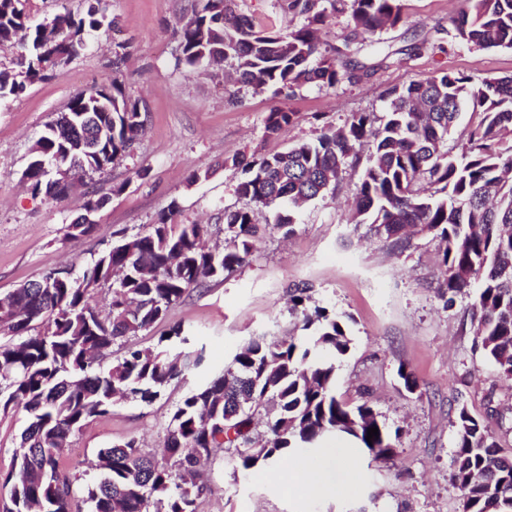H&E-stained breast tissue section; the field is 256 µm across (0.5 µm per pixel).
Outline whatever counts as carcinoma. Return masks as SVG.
<instances>
[{
    "mask_svg": "<svg viewBox=\"0 0 512 512\" xmlns=\"http://www.w3.org/2000/svg\"><path fill=\"white\" fill-rule=\"evenodd\" d=\"M236 0H205L179 19L175 67L229 64L236 80L275 95L315 84L336 87L351 77L345 37L323 48L317 26L328 12H349L361 42L403 21L401 0H283L304 17L299 28L266 31L236 12ZM60 27L48 38L33 24L24 0H0V44L21 53L0 68V98L17 96L78 56L112 22L91 5L84 16L57 14ZM455 37L482 49H512V0H462L451 19ZM386 112H354L344 125L325 127L313 142L285 151L235 158L241 168L235 193L256 207L274 209V224L289 227L297 207L335 190L350 175L347 159L373 138L374 150L357 177L354 220L404 248L408 227L445 242L440 295L465 293L479 284L470 307L478 344L512 378V76L485 78L441 72L385 93ZM472 109V126L461 153L445 149L460 115ZM295 113L274 109L267 135L292 123ZM138 101L111 83L76 94L64 113L46 125L41 140L53 167L88 177L102 161L126 153L143 135ZM33 154L23 178L35 194L68 196ZM97 225L75 221L66 236L91 235ZM257 225L246 208L224 210V249L202 245L200 224L162 221L126 237L87 265L78 279L54 271L0 295V410L20 408L27 426L14 451L9 512H73L80 497L87 512H197L211 489L207 470L216 462L246 473L271 466L314 445L328 433H346L374 459L393 453L392 430L366 404L349 407L334 394L336 364L352 344L348 327L324 308L303 312L307 342L255 337L232 365L188 391L167 425L162 456L129 440L99 450L90 482L65 472L59 459L69 437L118 401L151 404L172 381L197 368L202 355L177 350L189 338L179 327L155 348L128 344L207 279L243 264ZM111 298L102 314L90 303L102 287ZM39 331L31 335L34 325ZM122 354L106 362L113 346ZM265 418L257 432L256 419ZM378 435L367 441L368 429ZM451 480L466 512H512V457L467 409L459 411Z\"/></svg>",
    "mask_w": 512,
    "mask_h": 512,
    "instance_id": "cac0c4a2",
    "label": "carcinoma"
}]
</instances>
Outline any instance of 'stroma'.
Instances as JSON below:
<instances>
[{
  "label": "stroma",
  "instance_id": "obj_1",
  "mask_svg": "<svg viewBox=\"0 0 512 512\" xmlns=\"http://www.w3.org/2000/svg\"><path fill=\"white\" fill-rule=\"evenodd\" d=\"M193 2L101 0L115 32L91 41L19 96L0 99V294L64 267L80 277L111 243L162 221L206 225L209 244H223L225 209L245 205L234 193L240 178L234 157L315 140L325 124L343 125L353 112H384V91L443 71L476 83L512 74V50L454 39L450 19L458 0H403L404 23L353 52L352 79L333 89L257 92L203 68L174 69L173 24ZM237 10L269 31L303 22L285 13L280 0H237ZM120 43L125 58L115 71L110 60ZM388 51L393 64L377 66L379 53ZM115 80L138 100L145 134L67 199L33 194L22 174L46 124L76 93ZM276 108L293 112L295 120L270 136L264 120ZM195 171L202 178L193 182ZM355 194L354 180L345 179L333 194L296 209L289 234L271 225L269 210L256 212L260 232L246 262L224 280L191 290L132 339L137 347H153L181 327L190 338L184 352L202 353L201 365L153 403L122 401L88 421L71 437L61 467L87 478L99 449L129 440L163 448L178 401L229 366L252 337L305 338L302 316L289 302L290 289L299 286L308 288L311 305L336 314L352 335L350 352L336 364L337 399L368 405L397 428L394 452L376 461L362 449H341L329 476L339 482L353 472L356 490L322 500L255 472L245 477L220 468L198 512H462L461 493L449 477L458 412L467 408L512 455V379L475 342L468 312L473 295L451 304L440 296L443 244L418 234L399 250L367 235L351 221ZM89 196L105 200L91 215L99 232L66 238L67 224ZM403 369L416 377L415 391L406 390Z\"/></svg>",
  "mask_w": 512,
  "mask_h": 512
}]
</instances>
